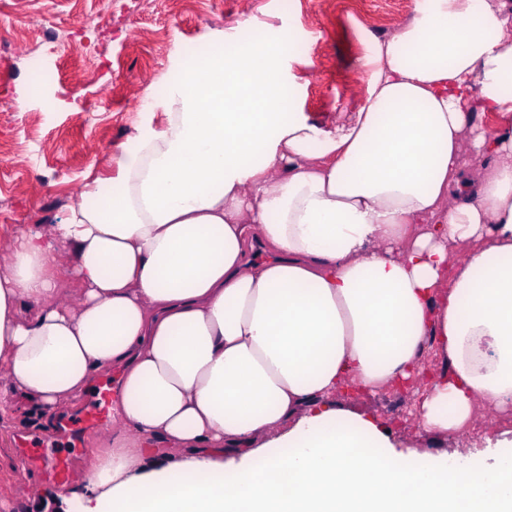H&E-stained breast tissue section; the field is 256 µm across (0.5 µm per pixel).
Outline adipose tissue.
I'll return each instance as SVG.
<instances>
[{
	"instance_id": "obj_1",
	"label": "adipose tissue",
	"mask_w": 512,
	"mask_h": 512,
	"mask_svg": "<svg viewBox=\"0 0 512 512\" xmlns=\"http://www.w3.org/2000/svg\"><path fill=\"white\" fill-rule=\"evenodd\" d=\"M366 98L299 115L276 41L214 40L153 99L115 176L48 230L1 228L0 436L116 371L112 433L79 485L30 512H512V430L492 464L403 447L343 407L442 362L426 433L512 413V0H415L365 36ZM495 116L496 127L473 122ZM483 160L478 178L467 169ZM77 301L61 297L63 279Z\"/></svg>"
}]
</instances>
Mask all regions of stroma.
Returning <instances> with one entry per match:
<instances>
[{
	"label": "stroma",
	"mask_w": 512,
	"mask_h": 512,
	"mask_svg": "<svg viewBox=\"0 0 512 512\" xmlns=\"http://www.w3.org/2000/svg\"><path fill=\"white\" fill-rule=\"evenodd\" d=\"M412 0H0V226L44 229L79 202L88 183L111 174V162L138 128L165 116L137 108L154 98L173 61L193 62L210 38L248 34L275 39L292 28L297 42L282 56L290 93L309 121L335 126L355 112L366 84L354 67L365 53L360 29L396 32ZM54 29L70 48L42 42ZM40 92L24 97L32 75ZM345 407L375 413L414 448L461 460L476 455L467 435L421 433L415 394L399 388L370 397L337 396Z\"/></svg>",
	"instance_id": "35a3bbf8"
}]
</instances>
